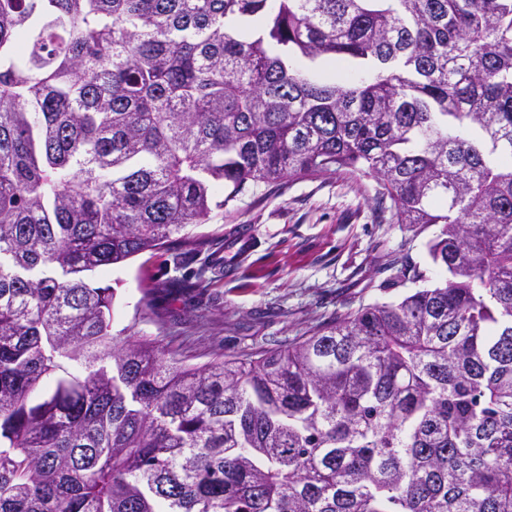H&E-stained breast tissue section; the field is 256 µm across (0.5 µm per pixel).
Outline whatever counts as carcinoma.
<instances>
[{"instance_id": "cac0c4a2", "label": "carcinoma", "mask_w": 512, "mask_h": 512, "mask_svg": "<svg viewBox=\"0 0 512 512\" xmlns=\"http://www.w3.org/2000/svg\"><path fill=\"white\" fill-rule=\"evenodd\" d=\"M341 172L442 284L255 358L112 334L94 272ZM0 512H512V0H0Z\"/></svg>"}]
</instances>
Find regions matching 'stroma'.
<instances>
[{
  "label": "stroma",
  "mask_w": 512,
  "mask_h": 512,
  "mask_svg": "<svg viewBox=\"0 0 512 512\" xmlns=\"http://www.w3.org/2000/svg\"><path fill=\"white\" fill-rule=\"evenodd\" d=\"M375 181L345 174L286 181L239 195L214 210L203 233L211 249L143 253L100 270L95 285L112 287V329L155 340L187 364L215 355H255L310 334L336 314L401 300L414 284L389 266H419L430 283L444 271L428 255L439 225L382 223ZM254 232L240 253L237 240ZM158 288L157 317L137 314L146 286Z\"/></svg>",
  "instance_id": "1"
}]
</instances>
